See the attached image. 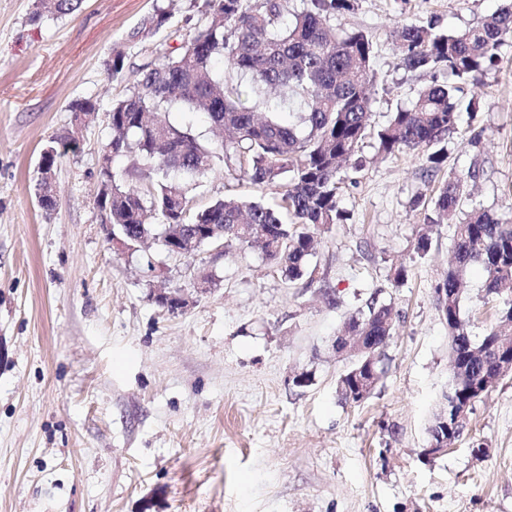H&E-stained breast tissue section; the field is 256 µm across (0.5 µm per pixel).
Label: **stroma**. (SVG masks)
<instances>
[{"mask_svg": "<svg viewBox=\"0 0 512 512\" xmlns=\"http://www.w3.org/2000/svg\"><path fill=\"white\" fill-rule=\"evenodd\" d=\"M34 0H0V512H512V374L473 407L465 435L434 458L421 454L448 390V325L435 286L444 280L454 228L434 227L414 250L449 174L477 171L466 208L512 223V41L482 85H463L462 130L448 158L424 175L420 151L379 155L366 139L339 192L346 221L322 229L309 279L288 281L260 250L237 240L176 257L157 241L130 251L109 241L94 200L106 114L156 49L178 45L203 0H84L76 14L32 21ZM499 0H356L331 17L375 43L374 126L409 105L431 80L405 69L392 32L437 21L479 23ZM167 27L143 41L131 31L155 8ZM126 54L123 80L104 62ZM95 119L75 127L72 101ZM75 131L54 170L56 207L37 204L43 147ZM217 167L190 185L201 207L227 195L279 197ZM404 265L409 276L395 285ZM211 290L172 314L155 288ZM472 266L463 307L483 335L497 303ZM334 290L329 304L322 287ZM391 304L396 333L384 373L362 404L337 386L350 359L333 350L347 318L370 297ZM308 386L293 383L297 374ZM482 455H475V448Z\"/></svg>", "mask_w": 512, "mask_h": 512, "instance_id": "obj_1", "label": "stroma"}]
</instances>
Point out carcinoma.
<instances>
[{"label":"carcinoma","mask_w":512,"mask_h":512,"mask_svg":"<svg viewBox=\"0 0 512 512\" xmlns=\"http://www.w3.org/2000/svg\"><path fill=\"white\" fill-rule=\"evenodd\" d=\"M290 0H204L197 27L178 47L139 68L140 78L108 112L112 155L136 152L145 162L142 186L124 184L108 168L101 180L112 182V233L131 229L145 237L164 239L169 224H222L224 238L259 247L288 280L308 274L315 235L346 219L339 207L342 164L353 158L372 130V91L376 83L375 48L362 31L337 34L330 17L354 9L355 0H302L289 13ZM83 0H35L34 17L68 16ZM169 19L157 8L135 28L130 38L156 35ZM512 38V3L487 15L479 24L455 32L426 25L404 24L396 31L402 65L412 71H444L451 82L436 81L423 88L407 107L392 113L377 131L378 150L391 155L402 150L426 152V175L445 161L439 145L459 131L456 93L461 84L481 82L495 66L500 47ZM126 55L115 49L106 60L108 74L124 76ZM249 78L253 104L242 100L238 79ZM267 88H279L298 98L303 110L297 120L284 122L277 113L259 115L267 104ZM175 106H187L207 116L213 129L230 138L212 142L166 119ZM237 165L254 185L281 186V198L271 204L242 196L224 197L202 209L192 206L188 186L216 165ZM476 172L450 175L440 188L426 223L420 225L415 251L423 256L431 246L429 233L439 224L455 225V261L437 288L448 295L441 308L448 321L450 367L460 369L456 400L480 399L494 384L481 371L480 354H491L501 336H512V224L490 210L473 209L458 220L468 183ZM486 273V295L498 301L495 322L484 336L469 332L462 307V287L474 265ZM389 306L376 297L351 315L342 331L373 339L372 354L356 355L339 379L341 399L360 404L365 397L349 394L354 372L380 362L393 336Z\"/></svg>","instance_id":"cac0c4a2"}]
</instances>
